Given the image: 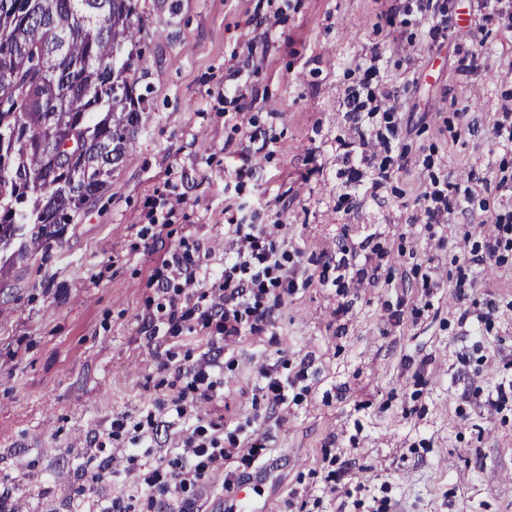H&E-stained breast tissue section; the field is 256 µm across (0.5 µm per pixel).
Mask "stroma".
I'll list each match as a JSON object with an SVG mask.
<instances>
[{
  "instance_id": "obj_1",
  "label": "stroma",
  "mask_w": 512,
  "mask_h": 512,
  "mask_svg": "<svg viewBox=\"0 0 512 512\" xmlns=\"http://www.w3.org/2000/svg\"><path fill=\"white\" fill-rule=\"evenodd\" d=\"M411 2L288 0L264 31L256 21L269 0H138L137 87L149 92L139 132L61 243L0 276V483L12 487V512H89L72 492L117 416L148 408L160 428L149 449L126 440L115 456L136 453V467L150 469L175 455L161 356L185 363L206 339L152 340L140 325L156 309L167 249L200 240L220 272L228 205L257 224L282 219L313 276L276 309L273 328L234 344L223 388L201 406L267 437L264 462L242 468L265 512H358L355 500L383 496L391 512H512V407L487 404L512 379V255L469 269L458 301L466 226L422 223L419 201L435 175L474 216L512 210L496 188L512 148L491 133L512 107V30L477 0H438L450 23L432 41ZM375 53L399 94L410 162L380 200L347 208L336 178V141L349 135L343 97ZM249 57V114L276 142L257 157L261 180L241 183L246 135L224 117L235 87L224 76ZM167 201L177 208L160 229L153 219ZM371 233L380 281L345 295L321 285L337 240ZM428 275L437 288L424 287ZM411 361L425 362L421 379ZM263 368L303 372L295 403L268 409ZM335 456L352 466L333 487Z\"/></svg>"
}]
</instances>
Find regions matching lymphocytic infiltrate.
<instances>
[{"label":"lymphocytic infiltrate","mask_w":512,"mask_h":512,"mask_svg":"<svg viewBox=\"0 0 512 512\" xmlns=\"http://www.w3.org/2000/svg\"><path fill=\"white\" fill-rule=\"evenodd\" d=\"M378 62L374 56L362 66L344 98L345 117L355 137L339 141L336 147L340 162L336 177L346 189L347 204L361 195L378 198L388 179L390 153L400 139L396 109L390 104L395 94L380 83ZM480 225L485 229L483 246L462 253L463 263L471 267L484 266L500 248L512 247V212L488 216ZM228 232L232 250L225 254L215 280L209 272L211 254L201 245L182 244L169 250L163 261L168 275L158 282L161 300L156 312L143 321V330L151 337L205 331L221 340L192 364L176 368L186 385L170 398L169 413L181 446L166 463L135 477L147 492L149 512H195L192 493L213 474L223 473L225 487H233L242 480L233 463L250 465L267 455L265 440L204 420L194 408L211 401L224 385L225 345L271 323L275 307L296 292L304 272L292 261L297 250L282 224H252L243 217L230 220ZM379 252L371 234L355 246L337 241L323 263L320 283L343 289L352 283L375 284Z\"/></svg>","instance_id":"1"}]
</instances>
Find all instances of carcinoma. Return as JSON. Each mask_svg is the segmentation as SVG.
I'll list each match as a JSON object with an SVG mask.
<instances>
[{
    "label": "carcinoma",
    "mask_w": 512,
    "mask_h": 512,
    "mask_svg": "<svg viewBox=\"0 0 512 512\" xmlns=\"http://www.w3.org/2000/svg\"><path fill=\"white\" fill-rule=\"evenodd\" d=\"M137 0H0V254L50 247L137 134ZM76 148L61 150L62 139ZM58 153L43 164L42 154Z\"/></svg>",
    "instance_id": "carcinoma-1"
}]
</instances>
